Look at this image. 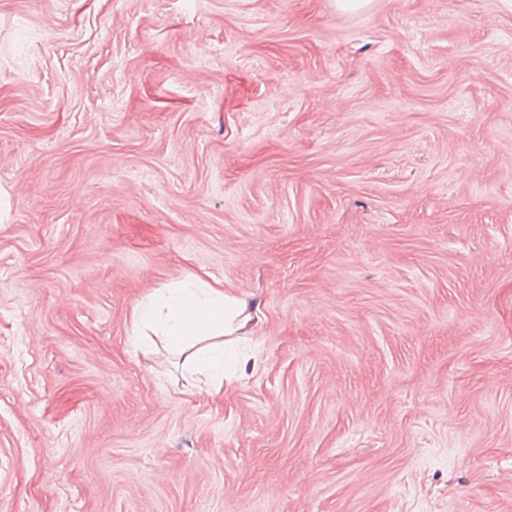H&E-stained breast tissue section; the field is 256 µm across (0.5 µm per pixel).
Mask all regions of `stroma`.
Wrapping results in <instances>:
<instances>
[{
  "label": "stroma",
  "instance_id": "stroma-1",
  "mask_svg": "<svg viewBox=\"0 0 512 512\" xmlns=\"http://www.w3.org/2000/svg\"><path fill=\"white\" fill-rule=\"evenodd\" d=\"M512 0H0V512H512ZM257 306L184 392L135 304Z\"/></svg>",
  "mask_w": 512,
  "mask_h": 512
}]
</instances>
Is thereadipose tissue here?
Instances as JSON below:
<instances>
[{"label": "adipose tissue", "instance_id": "obj_1", "mask_svg": "<svg viewBox=\"0 0 512 512\" xmlns=\"http://www.w3.org/2000/svg\"><path fill=\"white\" fill-rule=\"evenodd\" d=\"M254 319L252 306L223 285L197 277L155 289L133 312L135 345L162 337L167 348L183 353L185 388L210 394L224 389L226 347L240 340Z\"/></svg>", "mask_w": 512, "mask_h": 512}]
</instances>
